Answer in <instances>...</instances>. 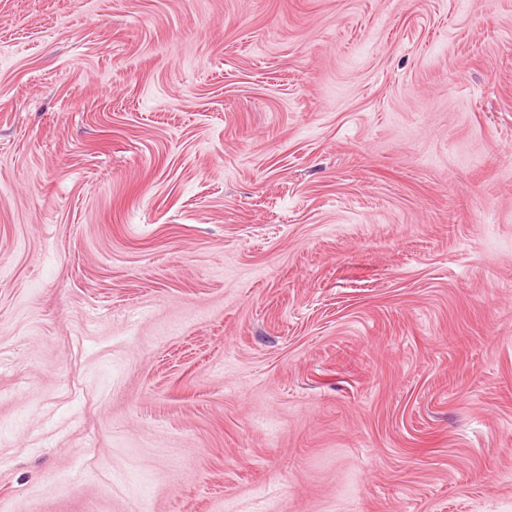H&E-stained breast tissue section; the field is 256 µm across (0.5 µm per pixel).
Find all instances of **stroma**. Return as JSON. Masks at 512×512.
<instances>
[{
	"label": "stroma",
	"instance_id": "obj_1",
	"mask_svg": "<svg viewBox=\"0 0 512 512\" xmlns=\"http://www.w3.org/2000/svg\"><path fill=\"white\" fill-rule=\"evenodd\" d=\"M0 512H512V0H0Z\"/></svg>",
	"mask_w": 512,
	"mask_h": 512
}]
</instances>
